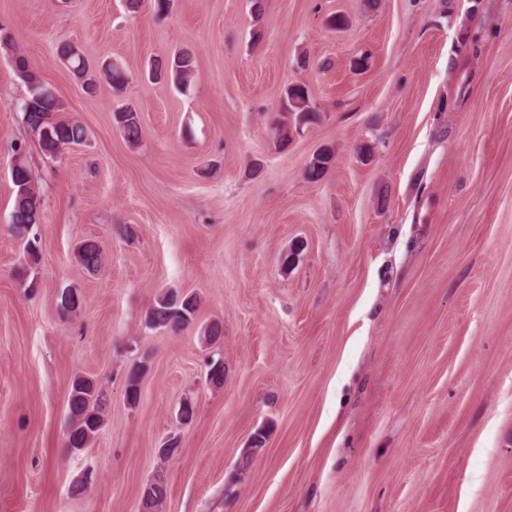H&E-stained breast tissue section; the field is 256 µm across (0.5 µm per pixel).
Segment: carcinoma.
Listing matches in <instances>:
<instances>
[{"instance_id": "obj_1", "label": "carcinoma", "mask_w": 512, "mask_h": 512, "mask_svg": "<svg viewBox=\"0 0 512 512\" xmlns=\"http://www.w3.org/2000/svg\"><path fill=\"white\" fill-rule=\"evenodd\" d=\"M57 51L60 59L68 63L74 75L83 80L86 88L95 87L96 76L90 71L76 46L63 42ZM14 66L29 84V95L21 104V121L37 136L42 153L55 158L71 146L83 144L88 138L86 129L75 119L56 118L60 104L55 92L29 70L25 57L15 56ZM193 68L192 56L180 52L165 61H157L153 68V76L157 79H170L187 91ZM102 74L111 82L113 88L118 91L124 89L127 76L119 66L109 62L103 66ZM114 117L125 139L131 144L137 143L142 133L138 113L122 106L115 111ZM317 120L319 113L311 101L308 89L301 84L288 86L274 121L276 143L282 147L287 146L294 133L300 132L302 127ZM331 161V152L327 150L315 154L306 169L307 179L312 183L321 180L328 171ZM11 179L15 187L11 213L13 232L24 240L28 259L34 263L38 260L41 242L33 230L41 222L43 196L26 158L21 157L14 162L11 167ZM75 257L89 273L99 271L103 262L100 245L91 239L84 240L78 245ZM82 304V296L74 288H67L60 295L59 308L63 314L79 309ZM198 306L197 295L167 290L155 299L148 310L147 326L153 330H168L172 333L183 330L193 323ZM106 404V394L95 380L80 376L72 381L68 395L69 448L75 451L85 448L97 436L104 423Z\"/></svg>"}]
</instances>
